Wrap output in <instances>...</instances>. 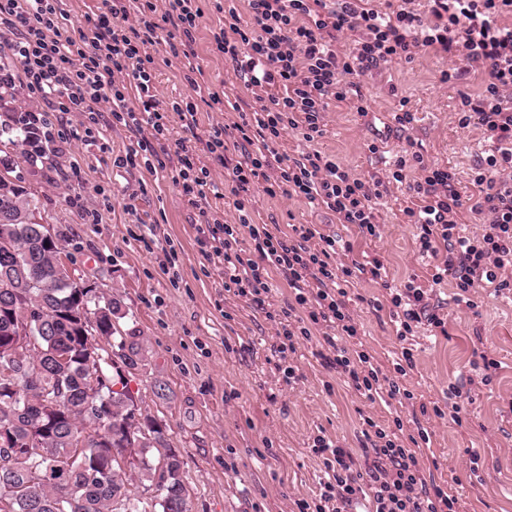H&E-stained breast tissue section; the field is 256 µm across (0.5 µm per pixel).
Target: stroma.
<instances>
[{
  "label": "stroma",
  "instance_id": "1",
  "mask_svg": "<svg viewBox=\"0 0 512 512\" xmlns=\"http://www.w3.org/2000/svg\"><path fill=\"white\" fill-rule=\"evenodd\" d=\"M199 4V84L233 99L246 97L231 64L211 50L219 24L211 0ZM447 67L445 55L423 49L411 61L364 78V92L373 112H392L399 98L408 99L416 117L411 138L425 158L455 172L456 186L467 198L478 193L472 174L488 144L481 129L459 126L458 95L480 93L482 77L472 69L446 85L440 75ZM107 138L109 151L93 140L74 141L51 165L22 162L16 173L35 193L43 222L67 228L65 262L126 311L118 328L136 334L143 345L130 387L139 392L143 413L166 424L184 455L192 512H290L294 500L315 501L322 468L312 451L316 437L360 451L366 415L386 431L415 433L422 407H447L452 383L468 390L471 414L460 425L448 417L428 421L430 439L416 449L426 476L458 496V512H512V305L480 289L472 310L454 302L453 280L432 284L439 260L420 252L415 227L404 221L403 211L413 202L407 185L392 186L378 199L376 238L296 196L272 198L258 190L248 210L251 224L275 234L292 223L324 225L352 245L340 262L383 257L385 280L363 277L350 286V307L359 323L351 345L386 371L402 348H411L416 367L401 379L412 400L372 403L314 357L317 329L311 339H298L296 377L283 380L274 348L281 330L275 315L290 295L286 281L271 274L267 310L252 308L225 292L221 259L204 257L196 243L205 219L237 223L232 196L209 197L204 209H196L167 173L116 167L132 140L124 127L108 129ZM372 138L367 119L339 103L326 112L316 147L366 180L388 169L406 145L393 136L374 154L368 150ZM54 169L67 176V187L49 185ZM73 195L79 205L70 203ZM92 212L99 223H88ZM149 228L155 231L152 241L141 242ZM410 279L433 288L431 303L443 316L447 335L422 324L406 340L397 338L389 290ZM483 354L502 363L488 385L473 366Z\"/></svg>",
  "mask_w": 512,
  "mask_h": 512
}]
</instances>
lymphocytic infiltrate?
I'll list each match as a JSON object with an SVG mask.
<instances>
[{"label":"lymphocytic infiltrate","instance_id":"1","mask_svg":"<svg viewBox=\"0 0 512 512\" xmlns=\"http://www.w3.org/2000/svg\"><path fill=\"white\" fill-rule=\"evenodd\" d=\"M61 0H0V25L11 39L1 49L9 60L0 63V83L20 86L31 109L18 113L42 149L58 153L71 140L103 138L101 101H108L113 122L134 136L122 163L153 168L160 157L175 158L172 181L194 208L208 196L230 192L239 212L238 223L205 222L197 227L203 254L222 257L224 289L264 308L270 291V272H278L291 294L281 314L285 321L276 348L286 379H294L289 360L296 337L310 338L313 327L323 334L313 355L320 365L336 372L344 383L366 398L411 399L397 378L414 369L412 349L402 348L387 375L373 356L349 348L358 324L348 307L347 286L352 279L382 276L384 263L375 257L361 263L337 262L349 243L323 232L317 224H293L275 235L251 227L253 249L240 246V225L252 194L305 198L331 212L338 223L355 225L359 233L379 234L377 199L390 186L407 183L415 203L405 208L407 223L416 226L421 252H435L444 244L447 257L436 266L433 284L445 277L455 281L456 303L475 308L472 292L492 287L495 295H512V0H428L430 24L406 6L389 12L374 9L370 0H214L225 27L214 35L215 49L231 63L250 99L232 105L239 120L232 129L209 131L204 148L212 164L198 165L194 147L172 139L170 113H177L186 130L198 126L201 107L222 109L224 101L212 89H199L195 64V32L203 16L197 0H166L158 10L155 0H103L97 12L71 24ZM79 37H72L71 27ZM164 44L178 59L181 78L196 88V97L160 101L156 66L150 46ZM430 48L448 56L450 66L442 82L459 79L463 71L482 72L478 95L460 94L458 123L483 130L488 154L474 175L479 189L467 202L456 188L448 168L425 160L415 141L384 175L370 180L355 177L313 147L324 134V116L336 103H348L367 115L362 80L381 67L410 60L416 51ZM21 79H14V70ZM135 86L136 100L126 90ZM59 112H85L88 124L56 129ZM295 131L311 146L301 157L279 153L277 145L287 131ZM241 161H234V154ZM227 171L229 183L218 182L216 169ZM415 178H408V171ZM479 217V232L461 234L463 212ZM399 340L414 327L428 323L444 328L445 320L430 303L428 289L407 281L390 293ZM363 463L351 449L318 437L314 454L322 457L319 507L296 501L298 512H352L367 503L368 512H457V498L441 485L427 481L416 452L397 436L364 418Z\"/></svg>","mask_w":512,"mask_h":512}]
</instances>
